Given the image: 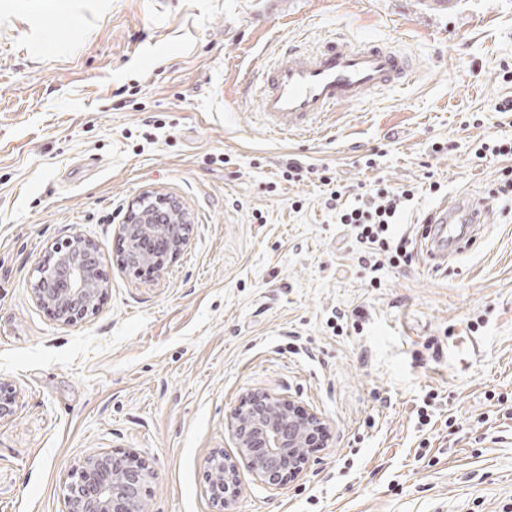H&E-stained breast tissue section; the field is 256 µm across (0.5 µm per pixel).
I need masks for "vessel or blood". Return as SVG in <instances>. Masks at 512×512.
<instances>
[{
    "instance_id": "vessel-or-blood-1",
    "label": "vessel or blood",
    "mask_w": 512,
    "mask_h": 512,
    "mask_svg": "<svg viewBox=\"0 0 512 512\" xmlns=\"http://www.w3.org/2000/svg\"><path fill=\"white\" fill-rule=\"evenodd\" d=\"M413 73L408 56L373 40L356 44L337 34L312 49L292 46L262 75L255 90L259 116L276 135L308 132L336 107L406 85ZM484 205V199L464 196L433 208L425 217L427 258L447 261L463 251L464 241H477Z\"/></svg>"
}]
</instances>
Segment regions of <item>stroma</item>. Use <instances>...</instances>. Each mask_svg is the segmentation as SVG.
<instances>
[{
  "mask_svg": "<svg viewBox=\"0 0 512 512\" xmlns=\"http://www.w3.org/2000/svg\"><path fill=\"white\" fill-rule=\"evenodd\" d=\"M427 2L0 0V381L18 395L0 420V512H66L94 453L141 461L149 512H512V206L494 203L442 268L418 236L441 200L487 196L504 166L475 151L512 140L496 110L512 99V0ZM333 33L406 52L411 82L336 108L319 133L267 134L246 87ZM291 158L356 188L412 186L393 227L412 263L367 287L329 188L283 179ZM147 191L192 231L145 273L118 259ZM76 235L99 245L105 287L65 323L31 284ZM339 309L358 325L337 331ZM249 393L324 420L278 486L238 462L230 418ZM216 452L238 463L227 506L207 481Z\"/></svg>",
  "mask_w": 512,
  "mask_h": 512,
  "instance_id": "35a3bbf8",
  "label": "stroma"
}]
</instances>
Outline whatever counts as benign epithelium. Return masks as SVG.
Segmentation results:
<instances>
[{"instance_id": "7a95c632", "label": "benign epithelium", "mask_w": 512, "mask_h": 512, "mask_svg": "<svg viewBox=\"0 0 512 512\" xmlns=\"http://www.w3.org/2000/svg\"><path fill=\"white\" fill-rule=\"evenodd\" d=\"M148 196L131 204L126 223L130 224L147 209ZM180 225H146L145 238L164 243L176 254L187 244L190 225L186 216H178ZM98 244L76 235L56 244L36 268L33 294L43 305L58 311L66 322L85 317L95 309L103 283L97 272ZM162 256L138 242L125 266L158 265ZM325 431L320 417L294 415L291 401L271 394L250 395L241 400L231 416V432L239 455L265 484L278 486L285 477L298 473L307 462L306 449L313 446L315 435ZM235 467L217 455L211 464V487L215 497L228 502L235 494ZM147 474L132 457H114L97 453L85 461L83 478L66 486L68 512H147L141 497Z\"/></svg>"}]
</instances>
